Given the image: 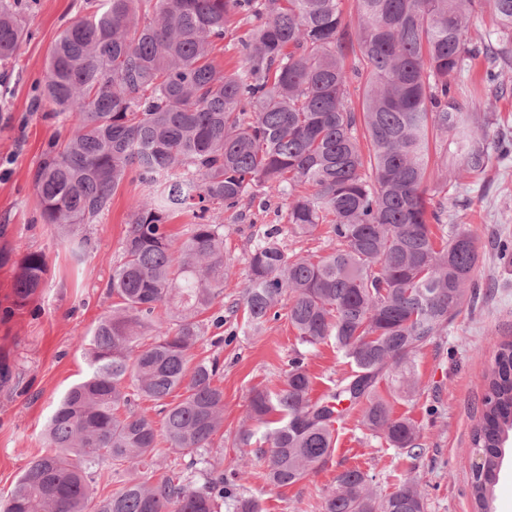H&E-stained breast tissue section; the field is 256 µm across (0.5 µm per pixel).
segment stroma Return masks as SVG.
<instances>
[{
    "label": "stroma",
    "instance_id": "35a3bbf8",
    "mask_svg": "<svg viewBox=\"0 0 512 512\" xmlns=\"http://www.w3.org/2000/svg\"><path fill=\"white\" fill-rule=\"evenodd\" d=\"M98 0H17V17L27 36L16 58L0 65V501L8 497L30 459L47 446L45 425L63 394L88 372L82 346L116 299L108 292L112 270L123 259V238L135 200L146 192L135 179L123 182L108 212L98 222L71 232L43 223L32 174L53 138L69 133L65 115L37 104L36 83L46 71L49 52L71 22L92 14ZM467 112H491L490 136L512 142V96L488 90L465 97ZM448 174L444 223L462 224L478 234L474 302L466 303L446 333L414 357L419 382L411 397L380 382L379 394L395 415L413 419L426 448L419 459L400 455L384 439L365 429L362 408L345 406L337 424L330 459L302 482L278 488L266 477V465L253 447L234 441L246 424L252 389L283 387L288 361L299 343L288 322L287 304L277 319L254 333L243 316L229 315L226 303L237 298L248 279V258L264 231L276 226L291 255L324 256L332 247L322 232L295 234L287 221L288 200L273 195L240 212L220 214L224 255L229 263L226 302L214 304L202 319L205 334L196 358L217 360L216 382L224 390V462L246 464L252 473L244 491L263 512H322L336 474L357 467L372 476L378 492L394 483L418 479L425 512H473L470 465L474 417L482 408L484 373L498 344L512 341V264L497 246L512 240V156L491 158L477 176L465 174L456 146L437 154ZM30 252L43 253L48 271L43 288L25 305L15 303L17 263ZM223 324H216V317ZM313 396L328 393L349 378L350 359L333 344L307 353Z\"/></svg>",
    "mask_w": 512,
    "mask_h": 512
}]
</instances>
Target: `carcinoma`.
Masks as SVG:
<instances>
[{"instance_id": "obj_1", "label": "carcinoma", "mask_w": 512, "mask_h": 512, "mask_svg": "<svg viewBox=\"0 0 512 512\" xmlns=\"http://www.w3.org/2000/svg\"><path fill=\"white\" fill-rule=\"evenodd\" d=\"M150 5L153 13H141ZM474 0H356L346 19L341 0H101L55 41L40 101L70 120L68 136L43 152L32 182L46 224L73 229L107 212L131 175L149 190L135 201L123 262L109 283L118 303L86 343L90 371L49 419L51 450L35 455L0 512H262L243 488L236 463L215 471L224 454V389L215 361L197 360L199 314L230 287L224 225L215 211H236L264 196L290 199L288 223L302 235L325 226L335 242L318 259L290 256L270 229L249 257L239 301L259 330L283 295L288 321L306 349L331 341L354 374L311 397L306 353L296 350L283 388L253 391L247 419L266 427V477L293 486L333 451L339 405L365 403L361 424L412 459L425 448L420 427L394 415L377 390L383 379L412 395L417 351L454 321L476 295L474 231L441 219L445 192L430 168V140L453 136L463 171L484 172L512 146L489 137V121L466 115L458 79L472 61L488 62L483 83L512 85V0H493L494 38L473 44ZM253 29L238 66L219 69L215 43L236 16ZM25 37L0 0V64ZM359 55L360 66L348 64ZM365 75L361 112L352 76ZM196 223L174 245L167 223L177 212ZM47 265L29 253L14 294L22 306L41 288ZM173 320L156 316L159 307ZM182 394L167 401L175 391ZM155 402L170 449L199 468L197 487L173 470L156 479L131 472L104 497L91 484L124 463L160 469L152 417L131 409ZM512 433V343L497 346L485 375L484 409L471 432L482 465L471 471L474 512H493L494 488ZM323 512H425L416 480L384 495L358 468L341 470Z\"/></svg>"}]
</instances>
